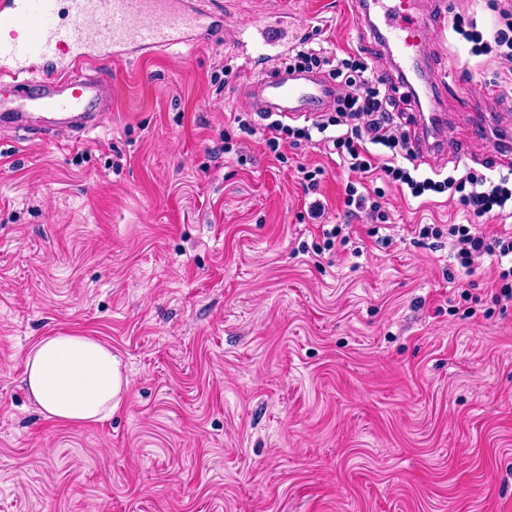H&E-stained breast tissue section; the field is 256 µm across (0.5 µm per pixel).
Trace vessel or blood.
<instances>
[{
    "mask_svg": "<svg viewBox=\"0 0 512 512\" xmlns=\"http://www.w3.org/2000/svg\"><path fill=\"white\" fill-rule=\"evenodd\" d=\"M392 68L412 88L430 33L448 25L446 11L421 20L416 0H372ZM224 23L217 0H0V127L37 124L51 135L112 108L107 63L193 46ZM300 41L287 12L239 31L236 45L261 74L242 84L253 111L283 120L316 116L334 105L337 87L318 71H291L281 61Z\"/></svg>",
    "mask_w": 512,
    "mask_h": 512,
    "instance_id": "obj_1",
    "label": "vessel or blood"
}]
</instances>
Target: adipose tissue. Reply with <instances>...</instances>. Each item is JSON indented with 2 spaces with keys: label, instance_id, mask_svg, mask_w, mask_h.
<instances>
[{
  "label": "adipose tissue",
  "instance_id": "1",
  "mask_svg": "<svg viewBox=\"0 0 512 512\" xmlns=\"http://www.w3.org/2000/svg\"><path fill=\"white\" fill-rule=\"evenodd\" d=\"M25 383L45 418L83 424L111 416L128 379L110 345L61 333L43 338L28 352Z\"/></svg>",
  "mask_w": 512,
  "mask_h": 512
}]
</instances>
